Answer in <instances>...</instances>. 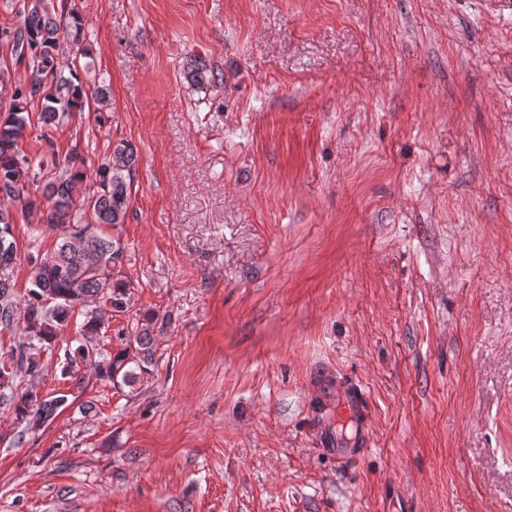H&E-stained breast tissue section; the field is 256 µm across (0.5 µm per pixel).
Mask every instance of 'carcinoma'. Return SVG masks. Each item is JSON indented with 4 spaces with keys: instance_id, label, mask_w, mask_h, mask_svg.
I'll use <instances>...</instances> for the list:
<instances>
[{
    "instance_id": "cac0c4a2",
    "label": "carcinoma",
    "mask_w": 512,
    "mask_h": 512,
    "mask_svg": "<svg viewBox=\"0 0 512 512\" xmlns=\"http://www.w3.org/2000/svg\"><path fill=\"white\" fill-rule=\"evenodd\" d=\"M85 27L75 9L66 5L57 9L54 0H31L18 26L0 28V39L13 43L19 55L28 59L24 83L15 89L13 103L5 114H0V197L21 201L25 209L40 214L48 229L60 230L57 249L33 263L31 288L23 300L16 299L10 279L0 278V325H17L43 346L55 342L76 307L101 300L120 311L129 302V284L116 273L124 251L97 226L124 223L130 189L127 178L136 161L134 148L119 144L113 149L96 168V188L86 197L78 195V188L87 179V169L77 150L54 163V177L39 195L29 186L37 183L38 176L32 170L44 168V160L30 159L20 148L31 127V104L38 105L42 126L51 127L67 115L83 111L89 99L103 104L109 98L110 88L99 74H94V83L86 84L82 73L90 70V64L81 66L63 58L60 52L61 41L67 40L78 47L79 56L92 57L85 44ZM188 76L202 88L214 80V75L197 62ZM11 220L9 210L1 207L0 266L11 267L16 258ZM154 319L152 314L145 315V323L137 328L133 340L107 357L97 356L90 344L79 345L74 353L66 354L64 374L79 385L82 377L77 368L91 364L101 381L115 385L136 382L137 373L147 372L152 362ZM104 321L98 310L86 313L85 335H99ZM26 347L30 349L32 344L19 345L9 362L0 363V406L12 408L17 420L36 429L54 417L67 396L43 399L33 385L19 390L16 370H23L32 379L42 372L40 360L25 352ZM132 362L137 369L129 367Z\"/></svg>"
}]
</instances>
